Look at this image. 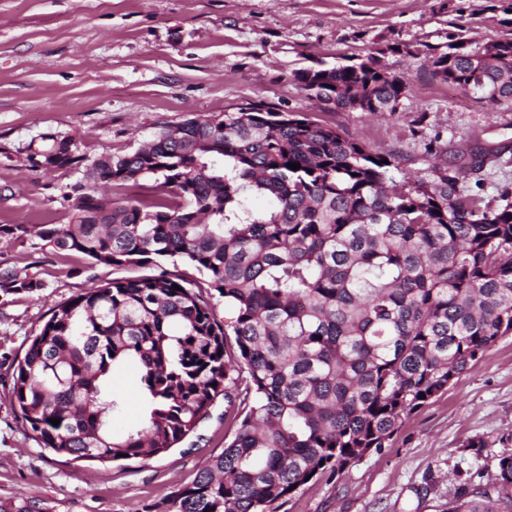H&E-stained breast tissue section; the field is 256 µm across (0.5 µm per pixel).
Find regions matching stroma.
<instances>
[{
	"mask_svg": "<svg viewBox=\"0 0 512 512\" xmlns=\"http://www.w3.org/2000/svg\"><path fill=\"white\" fill-rule=\"evenodd\" d=\"M512 0H0V224H66V197L98 157L124 154L162 126L257 103L303 112L392 154L417 175L482 149L476 177L492 199L512 189V104H491L432 77L423 60L387 52L413 97L399 111L355 112L309 99L298 70L386 49L441 46L479 18L477 43L512 35ZM72 139L82 166L29 168L28 146ZM29 276L31 292L0 290V512H142L164 505L224 449L216 403L168 454L124 465L44 447L22 424L10 390L29 336L52 309L137 269L62 252L34 236L0 241V272ZM512 437V335L501 337L444 393L406 417L382 451L343 474L314 479L277 512H446L455 472L480 462L472 437Z\"/></svg>",
	"mask_w": 512,
	"mask_h": 512,
	"instance_id": "stroma-1",
	"label": "stroma"
}]
</instances>
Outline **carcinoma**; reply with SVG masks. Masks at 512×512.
Listing matches in <instances>:
<instances>
[{
    "mask_svg": "<svg viewBox=\"0 0 512 512\" xmlns=\"http://www.w3.org/2000/svg\"><path fill=\"white\" fill-rule=\"evenodd\" d=\"M387 50L400 45L296 78L308 98L338 109L365 101L364 112H396L411 86L386 74ZM424 58L441 82L512 102V38L480 45L458 33ZM42 141L27 154L32 168L83 161L68 138ZM484 161L462 155L398 182L391 155L254 105L187 118L95 159L93 186L67 195L70 223L0 224V239L35 236L156 272L52 310L14 376L22 423L58 453L149 460L194 433L221 397L235 432L165 512H277L315 478L384 448L406 416L512 334V192L486 202L480 181L467 184ZM147 179L156 189L144 198L100 190ZM167 262L203 276L229 321ZM36 287L0 275L8 292ZM128 364L139 369L142 416L117 430L124 400L111 379ZM492 461V472L457 473L447 512H512V449Z\"/></svg>",
    "mask_w": 512,
    "mask_h": 512,
    "instance_id": "carcinoma-1",
    "label": "carcinoma"
}]
</instances>
